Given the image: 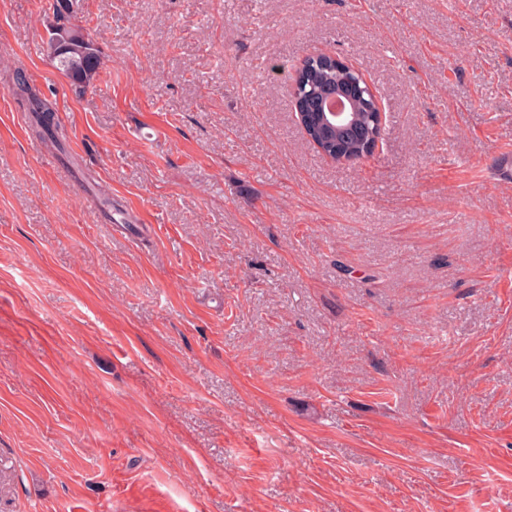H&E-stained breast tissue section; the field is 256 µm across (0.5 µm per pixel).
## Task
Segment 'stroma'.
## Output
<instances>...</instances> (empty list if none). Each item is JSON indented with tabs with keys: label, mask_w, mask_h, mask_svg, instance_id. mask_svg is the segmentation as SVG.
I'll list each match as a JSON object with an SVG mask.
<instances>
[{
	"label": "stroma",
	"mask_w": 512,
	"mask_h": 512,
	"mask_svg": "<svg viewBox=\"0 0 512 512\" xmlns=\"http://www.w3.org/2000/svg\"><path fill=\"white\" fill-rule=\"evenodd\" d=\"M0 0V512H512V0ZM374 84L307 140L293 67ZM128 221L108 223L94 184ZM51 6L56 20L46 40L47 56L70 79L75 93H84L99 73V48L81 25L72 23L78 0H53ZM318 54L329 56V57H331V58H333L335 60H343L349 67H351L361 77V79L367 85L370 93L372 94L373 102L376 104V107H377L378 111L376 112L377 113L376 114L377 130L374 133V135L372 137V140L369 143L366 156H370V155L375 154L377 151H379V149L381 147L380 132H381V129L383 127V115H384V112L382 110V106H381L380 100H379V98H378V96L376 94V91L374 90L373 86L368 82V80L366 79L364 73L360 69H358L357 67L353 66L351 63H348L347 61H345L344 59L336 56L333 53H318ZM13 82L15 103L21 111L33 114L37 136L55 149L63 148L67 133L64 127L52 122V108L32 92L28 81L18 70L14 74Z\"/></svg>",
	"instance_id": "1"
}]
</instances>
